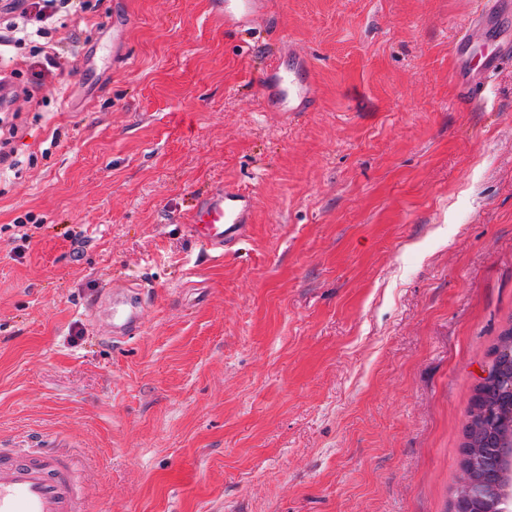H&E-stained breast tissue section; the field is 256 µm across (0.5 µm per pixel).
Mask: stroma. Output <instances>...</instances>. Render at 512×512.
Returning a JSON list of instances; mask_svg holds the SVG:
<instances>
[{"label": "stroma", "instance_id": "1", "mask_svg": "<svg viewBox=\"0 0 512 512\" xmlns=\"http://www.w3.org/2000/svg\"><path fill=\"white\" fill-rule=\"evenodd\" d=\"M216 2L89 0L14 107L0 448L73 449L82 512H453L512 326V63L458 99L473 0H271L245 42ZM272 29L313 111L265 110ZM219 182L256 198L226 254L187 229ZM120 281L126 340L94 318ZM136 294L114 298L112 304V334L116 339H125L139 333L143 325L145 301Z\"/></svg>", "mask_w": 512, "mask_h": 512}]
</instances>
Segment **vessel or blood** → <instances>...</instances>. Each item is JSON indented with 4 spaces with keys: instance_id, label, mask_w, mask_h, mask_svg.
<instances>
[{
    "instance_id": "b4317fda",
    "label": "vessel or blood",
    "mask_w": 512,
    "mask_h": 512,
    "mask_svg": "<svg viewBox=\"0 0 512 512\" xmlns=\"http://www.w3.org/2000/svg\"><path fill=\"white\" fill-rule=\"evenodd\" d=\"M224 28L245 32L268 12V0H223ZM512 21V0H479L474 16L461 29L451 49L454 81L460 97L476 100L502 60L512 57V38L502 36ZM312 64L297 54L291 67L269 63L262 87L267 107L283 112H309ZM254 196L237 187L218 185L193 209L190 230L210 250L229 251L249 235ZM145 303L129 295L114 299L112 332L125 339L142 329ZM85 475L79 460L53 447L33 452L0 448V512H81Z\"/></svg>"
}]
</instances>
